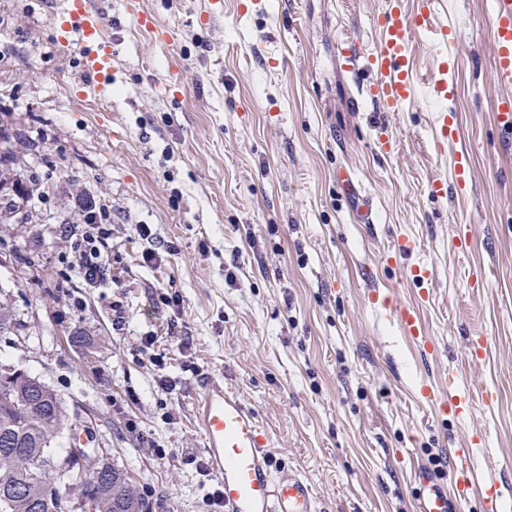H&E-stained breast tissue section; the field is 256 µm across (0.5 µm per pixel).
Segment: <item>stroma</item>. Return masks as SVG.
Wrapping results in <instances>:
<instances>
[{"instance_id":"stroma-1","label":"stroma","mask_w":512,"mask_h":512,"mask_svg":"<svg viewBox=\"0 0 512 512\" xmlns=\"http://www.w3.org/2000/svg\"><path fill=\"white\" fill-rule=\"evenodd\" d=\"M141 2L177 39L158 44L112 0V95L101 99L83 86L77 50L53 37L55 0H0V125L37 136L13 144L15 174L27 179L35 150L56 165L53 193L30 204L40 221L0 224V303L19 320L0 362L93 422L98 460L163 495L166 512H206L215 484L194 465L205 452L192 419L217 371L255 408L276 459L311 484L317 512H416L414 469L475 431V467L512 475V150L493 118L512 90L493 76L490 0H447L469 189L445 199L429 192L452 164L433 149L430 99L398 114L348 107L369 75L337 67V34L356 26L372 47L387 0H257L244 14L224 0L205 24L209 0ZM381 124L394 152L379 147ZM343 171L372 223H359ZM82 198L112 224L97 287L72 268ZM458 224L472 231L463 251L450 243ZM402 236L418 244L410 264L433 272L420 309L431 352L370 301L408 304L424 287L383 262ZM149 247L160 264L144 263ZM165 287L181 308L158 314ZM147 335L149 356L138 350ZM475 336L489 340L478 362L464 355ZM452 370L495 400L439 417L416 386L447 388ZM163 375L176 395L159 388Z\"/></svg>"}]
</instances>
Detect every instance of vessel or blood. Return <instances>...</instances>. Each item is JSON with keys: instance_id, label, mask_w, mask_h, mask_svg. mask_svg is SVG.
Masks as SVG:
<instances>
[{"instance_id": "1", "label": "vessel or blood", "mask_w": 512, "mask_h": 512, "mask_svg": "<svg viewBox=\"0 0 512 512\" xmlns=\"http://www.w3.org/2000/svg\"><path fill=\"white\" fill-rule=\"evenodd\" d=\"M417 15L406 16L401 0H388L384 15L376 27L379 37L369 53H360L356 36L346 35L343 62L349 68L364 66L372 73L368 84L360 85L352 97L353 105L362 101L386 112H400L411 103L417 87L410 71L409 34L419 29L443 50L456 47L460 38L454 27L442 21L444 0H420ZM125 12L138 19L156 40L173 42V29L162 25L146 13L140 0H125ZM107 21L91 0H63L57 14L55 30L61 45L77 44L86 78L94 93L108 97L112 79V43L105 38ZM492 37L494 76L501 85L512 87V0H493ZM429 95L440 101L453 98L454 81L445 63L425 78ZM433 145L437 152L453 149L452 181L431 184L433 196L444 197L449 185L468 187V165L460 144L463 133L452 110H443L434 118ZM389 314L400 331L412 337L424 350L435 344L426 336L417 308L392 302L389 297L373 299ZM419 394L426 403L438 407L445 416H462L471 401L470 390L461 386L456 374H449L448 387L438 391L422 384ZM195 422L200 430L208 467L217 482L223 512H316V498L309 483L297 472L279 465L271 452L269 433L261 426L256 410L239 394L228 390L223 378L210 376L202 381V394L195 408ZM482 442L471 434L449 457L452 486H445L434 469L421 466L414 470L412 481L418 489V512H449L450 503H478L480 512H500L504 501L503 485L496 474L479 476L472 465L473 450Z\"/></svg>"}]
</instances>
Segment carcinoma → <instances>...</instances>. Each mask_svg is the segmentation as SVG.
<instances>
[{
  "instance_id": "obj_1",
  "label": "carcinoma",
  "mask_w": 512,
  "mask_h": 512,
  "mask_svg": "<svg viewBox=\"0 0 512 512\" xmlns=\"http://www.w3.org/2000/svg\"><path fill=\"white\" fill-rule=\"evenodd\" d=\"M0 132V223L7 224L19 202L33 195L50 196L54 184L39 168L30 170L23 182L12 174L16 161L9 143L15 137ZM18 322L13 311L0 306V336H9ZM32 385L23 375H15L0 383V512H74L64 510L63 494L56 472L50 470L37 477L30 475L31 466L40 459L60 458L55 449L59 434L80 425L71 421L61 400L48 390L41 402L31 404ZM82 492L96 500L97 512H154L160 507L141 490L125 470L108 463L96 462V455L85 458L82 471L72 475Z\"/></svg>"
}]
</instances>
